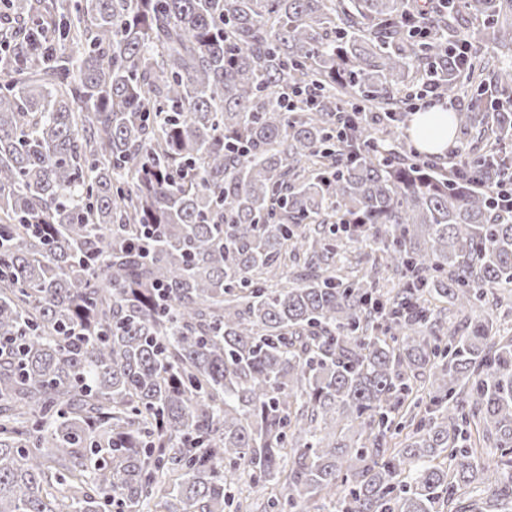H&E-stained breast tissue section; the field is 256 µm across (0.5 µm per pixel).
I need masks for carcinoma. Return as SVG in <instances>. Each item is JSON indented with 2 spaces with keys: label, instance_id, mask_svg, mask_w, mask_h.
<instances>
[{
  "label": "carcinoma",
  "instance_id": "carcinoma-1",
  "mask_svg": "<svg viewBox=\"0 0 512 512\" xmlns=\"http://www.w3.org/2000/svg\"><path fill=\"white\" fill-rule=\"evenodd\" d=\"M5 9L0 512H512V221L368 148L414 79L483 73L466 20L512 47V0ZM509 89L452 116L487 187ZM338 232L375 244L351 277Z\"/></svg>",
  "mask_w": 512,
  "mask_h": 512
}]
</instances>
